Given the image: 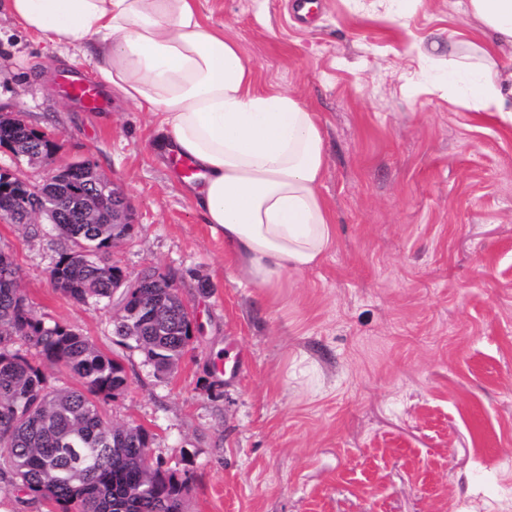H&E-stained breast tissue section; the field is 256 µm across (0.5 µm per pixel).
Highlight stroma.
Listing matches in <instances>:
<instances>
[{
	"label": "stroma",
	"instance_id": "obj_1",
	"mask_svg": "<svg viewBox=\"0 0 512 512\" xmlns=\"http://www.w3.org/2000/svg\"><path fill=\"white\" fill-rule=\"evenodd\" d=\"M318 2L312 23L292 0L198 2L259 89L317 114L336 217L318 266L273 291L249 283L158 155L153 113L61 98L57 68L92 78L91 62L2 6L0 112L57 148L31 165L0 147V168L37 184L91 159L133 209L114 262L170 274L196 335L154 375L117 344L112 308L51 288L62 242L50 225L0 219V250L37 315L124 366L128 386L103 415L152 434L154 457L188 482L185 512H512V126L436 81L476 38L465 0ZM451 36L466 44L450 55L414 49Z\"/></svg>",
	"mask_w": 512,
	"mask_h": 512
}]
</instances>
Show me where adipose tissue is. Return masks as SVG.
Here are the masks:
<instances>
[{
    "instance_id": "adipose-tissue-1",
    "label": "adipose tissue",
    "mask_w": 512,
    "mask_h": 512,
    "mask_svg": "<svg viewBox=\"0 0 512 512\" xmlns=\"http://www.w3.org/2000/svg\"><path fill=\"white\" fill-rule=\"evenodd\" d=\"M22 29L89 59L108 94L153 112L156 148L192 158L196 206L224 254L261 288L321 263L336 239L320 187L327 146L316 113L260 91L237 43L197 0H8ZM483 44L445 83L478 112L512 119V0H467Z\"/></svg>"
}]
</instances>
